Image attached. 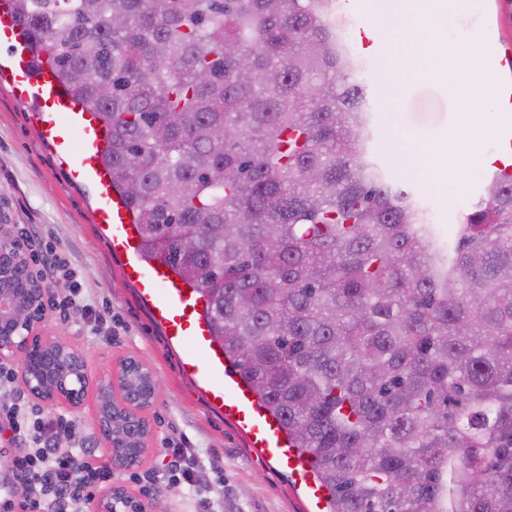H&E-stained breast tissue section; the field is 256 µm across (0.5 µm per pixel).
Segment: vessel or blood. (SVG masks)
I'll return each mask as SVG.
<instances>
[{"label": "vessel or blood", "mask_w": 512, "mask_h": 512, "mask_svg": "<svg viewBox=\"0 0 512 512\" xmlns=\"http://www.w3.org/2000/svg\"><path fill=\"white\" fill-rule=\"evenodd\" d=\"M0 47L9 52L16 97L39 106L42 135L60 157L69 159L70 180L94 187L99 221L110 232L113 253L125 259V279L150 304L170 341L183 347L180 374L202 383L212 409L233 420L257 453L294 475L304 484L307 497L322 504L324 489L308 477L311 460L289 447L280 421L258 407L249 387L225 374L224 351L212 338L201 295L174 277L166 264L141 263L133 214L113 189L112 176L101 161L111 137L109 128L63 86L49 64H34L25 31L8 0H0Z\"/></svg>", "instance_id": "obj_1"}]
</instances>
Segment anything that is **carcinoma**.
<instances>
[{"label": "carcinoma", "mask_w": 512, "mask_h": 512, "mask_svg": "<svg viewBox=\"0 0 512 512\" xmlns=\"http://www.w3.org/2000/svg\"><path fill=\"white\" fill-rule=\"evenodd\" d=\"M9 2L327 512H512V174L446 235L387 183L338 0Z\"/></svg>", "instance_id": "cac0c4a2"}]
</instances>
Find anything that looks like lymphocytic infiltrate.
I'll return each instance as SVG.
<instances>
[{
  "label": "lymphocytic infiltrate",
  "instance_id": "f902f5d3",
  "mask_svg": "<svg viewBox=\"0 0 512 512\" xmlns=\"http://www.w3.org/2000/svg\"><path fill=\"white\" fill-rule=\"evenodd\" d=\"M40 261L55 279L65 281V296L48 303L64 317H89L92 309L77 286V273L62 252L49 250ZM19 371L0 363V512H87L94 490L111 480V465L98 462L93 437L71 416L44 414L17 387ZM196 449H168L155 477L187 483L196 489Z\"/></svg>",
  "mask_w": 512,
  "mask_h": 512
}]
</instances>
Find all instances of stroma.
I'll return each instance as SVG.
<instances>
[{
    "label": "stroma",
    "instance_id": "obj_1",
    "mask_svg": "<svg viewBox=\"0 0 512 512\" xmlns=\"http://www.w3.org/2000/svg\"><path fill=\"white\" fill-rule=\"evenodd\" d=\"M430 28L452 40L469 35L494 41L500 59L512 58V0H457L450 13L432 19ZM360 57L376 137L389 138L398 131L430 143L447 136L458 112L445 83L412 85L392 102L382 95L387 76L381 53L364 50ZM8 65V53L0 48V224L37 231L41 244L66 251L80 272L85 299L105 315L107 322L96 336L89 325L61 321L52 312L45 316L49 331L81 350L90 383L131 355L144 360L159 379L160 399L146 414L154 447L145 453L137 473L153 468L158 450L185 441L201 451L194 512H308L294 477L259 456L230 421L211 409L201 390L179 375L181 351L169 344L147 304L124 278L122 262L97 222L93 191L70 181L66 164L41 135L36 112L14 96ZM492 144L491 137H479L475 161L465 169L449 167L447 155H436V165L445 167L447 177L464 188L448 196L422 190L389 150L379 149L376 159L387 179L412 190L431 223L447 226L461 223L478 201ZM112 481L140 495L148 512H184L181 484L135 483L124 471L115 472Z\"/></svg>",
    "mask_w": 512,
    "mask_h": 512
}]
</instances>
